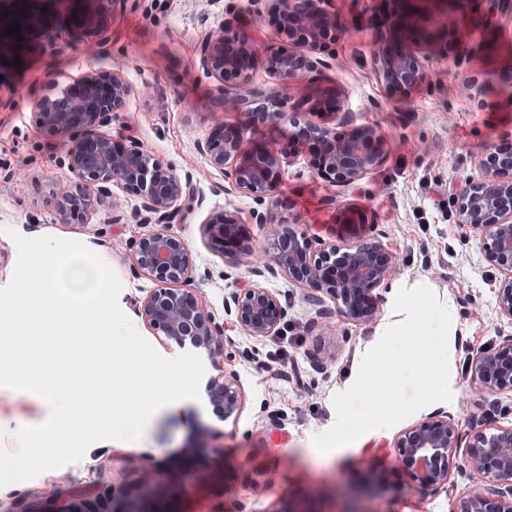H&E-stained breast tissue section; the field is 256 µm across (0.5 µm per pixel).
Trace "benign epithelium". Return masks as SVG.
<instances>
[{"instance_id": "1", "label": "benign epithelium", "mask_w": 512, "mask_h": 512, "mask_svg": "<svg viewBox=\"0 0 512 512\" xmlns=\"http://www.w3.org/2000/svg\"><path fill=\"white\" fill-rule=\"evenodd\" d=\"M274 2L280 35L289 48L265 50L266 69L280 80V90L264 91L252 85L251 70L258 48L237 26L224 18L201 42L194 62L202 74L218 83L237 87L238 94L216 101L224 112H243L236 125L217 124L197 149L211 165L224 173L233 190L257 202L276 192L288 163L289 152L277 141L252 140L250 151L241 154L245 135L257 127L286 122L292 128L290 142L307 148L312 169L338 186L353 184L384 162L389 144L375 126L338 134L292 97L315 80L316 56L328 51L340 36L336 14L327 10L328 0H252L254 13L262 14L265 3ZM434 12L416 22L424 29L460 25L454 11L456 0H435ZM80 11L66 25L39 24L41 38L56 46L73 36L100 53L111 44L112 16L127 0H80ZM14 16L0 15V56L12 53L15 35H6ZM372 65L386 98H402L427 78L421 46L397 34L379 40ZM488 81L469 76L464 84L469 100L482 103ZM133 93L121 70L88 71L67 84H52L33 101L41 132L50 137L72 139L71 148L58 159L78 181L79 189L55 194L57 224H69L75 216L112 199L114 188L139 199L138 212L150 230L126 250L132 274L153 280L156 288L139 302L138 316L157 336L179 347L187 345L212 355L221 351L224 327L206 308L200 292L189 287L193 260L189 245L170 228V222L191 199L189 179L174 172L154 152L135 141L117 142L107 129L124 111ZM324 108L336 117L345 112L341 90L326 95ZM481 180L469 184L456 196L457 223L478 237L485 263L502 278L496 294V312L512 321V147L498 145L479 159ZM266 229L263 255L255 257L252 239L238 216L224 212L204 226L208 241L236 267L263 277L279 275L288 284L312 295L329 297L344 319L369 323L380 312L379 289L396 271L400 256L392 247L368 237V215L346 207L339 223L358 227L342 244L317 243L293 224L272 223L255 214ZM224 311L247 335L257 339L275 336L287 322L288 309L280 294L256 279L234 289L224 298ZM470 385L479 394L512 392V335L503 336L471 356ZM216 415L227 420L242 412L246 396L237 374L218 369L205 385ZM470 427L444 410H436L405 429L394 445L395 458L410 479L433 492L452 486L450 461L462 458L460 475L468 480L460 512H512V425L492 423L488 410L479 405L469 415Z\"/></svg>"}]
</instances>
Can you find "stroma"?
I'll return each mask as SVG.
<instances>
[{
	"mask_svg": "<svg viewBox=\"0 0 512 512\" xmlns=\"http://www.w3.org/2000/svg\"><path fill=\"white\" fill-rule=\"evenodd\" d=\"M251 0H128L112 18V48L89 54L81 42L56 51L35 38L18 51L19 66L0 63V229L9 226L27 237L44 235L84 243L97 252L123 284L119 306L139 333L163 356L180 354L144 326L135 303L153 288L147 277L132 276L123 257L126 243L144 233L137 198L119 194L121 223L112 210L97 207L70 224L54 221L53 190L75 187L76 179L57 160L69 139L44 135L35 123L32 100L49 81H66L94 69H121L133 87L124 112L109 128L116 138L136 140L189 176L195 200L174 221L193 257V286L224 326L225 361L203 355L206 374L218 364L234 370L247 395L238 418L220 420L207 398L166 406L152 421L147 440L136 447L110 440L93 444L76 462L34 479L0 488V512H88L116 499L136 503L140 512H272L289 503L293 512H457L460 498L431 493L410 481L395 463L394 442L425 417L418 410L389 428L370 431L354 443L320 454L313 438L335 421L332 398L356 378L362 355L380 339L391 321L399 287L420 283L450 310L449 383L453 399L444 409L466 420L477 403L495 413L498 424H512V394L479 398L469 387L467 357L512 334V322L495 311L499 273L483 261L473 232L455 222V195L478 181L479 158L512 136V83L487 92L483 104L471 102L463 79L478 72L490 77L512 72V0L492 8L489 0H464L463 21L455 33L457 48H426L428 77L410 96L385 98L371 64L376 39L388 32L391 16L432 10L431 0H332L341 22L340 38L324 55L316 83L302 92L311 106L322 88L339 87L346 112L335 127L344 132L372 125L385 135V162L350 186L321 179L305 152L293 149L288 171L273 198L263 204L226 190L223 173L196 150L219 121L236 122L237 113L216 109L219 84L205 78L193 62L205 34L234 5L242 25L259 46L273 43L269 19H258ZM77 0H0V11L45 15L67 21ZM346 205L366 210L373 234L396 249L401 266L383 286L376 322H341L335 304L314 305L307 293L279 276L262 277L263 286L288 306L282 335L255 339L224 312V299L250 281L247 269L231 267L212 249L203 226L212 215L236 211L251 237L264 230L254 219L262 213L274 223L297 221L309 238L343 240L346 229L336 214ZM335 353L321 371L308 353ZM296 363L301 384L282 381L285 361ZM43 401L28 392L0 387V446L19 448L18 429L35 426ZM193 457H186L187 447ZM387 475L385 484L366 487L364 469Z\"/></svg>",
	"mask_w": 512,
	"mask_h": 512,
	"instance_id": "1",
	"label": "stroma"
}]
</instances>
